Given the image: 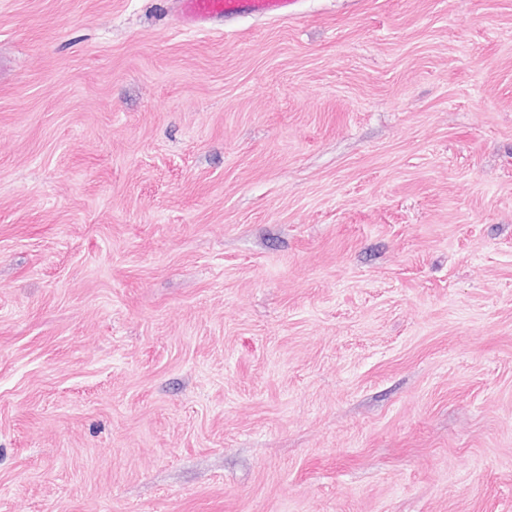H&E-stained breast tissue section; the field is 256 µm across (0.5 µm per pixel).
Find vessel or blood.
<instances>
[{"mask_svg": "<svg viewBox=\"0 0 512 512\" xmlns=\"http://www.w3.org/2000/svg\"><path fill=\"white\" fill-rule=\"evenodd\" d=\"M294 4L295 0H175L180 22L200 30L232 17L284 20L291 15Z\"/></svg>", "mask_w": 512, "mask_h": 512, "instance_id": "b4317fda", "label": "vessel or blood"}]
</instances>
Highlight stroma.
<instances>
[{
  "label": "stroma",
  "instance_id": "1",
  "mask_svg": "<svg viewBox=\"0 0 512 512\" xmlns=\"http://www.w3.org/2000/svg\"><path fill=\"white\" fill-rule=\"evenodd\" d=\"M0 0V512H512V0ZM174 3L178 19L184 26L203 30L232 17L288 19L295 0H175Z\"/></svg>",
  "mask_w": 512,
  "mask_h": 512
}]
</instances>
